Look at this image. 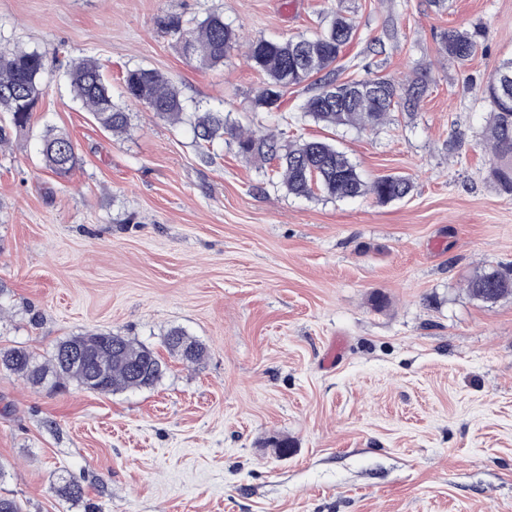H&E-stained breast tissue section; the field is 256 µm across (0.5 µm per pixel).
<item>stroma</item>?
I'll return each instance as SVG.
<instances>
[{
    "instance_id": "1",
    "label": "stroma",
    "mask_w": 512,
    "mask_h": 512,
    "mask_svg": "<svg viewBox=\"0 0 512 512\" xmlns=\"http://www.w3.org/2000/svg\"><path fill=\"white\" fill-rule=\"evenodd\" d=\"M338 9L357 24L349 75L428 69L413 114L326 128L301 119L299 88L252 110L263 78L240 51L204 68L162 24L216 12L243 38L287 40ZM454 28L480 32L462 67L440 55ZM0 44L48 64L30 131L0 148V348L44 356L111 331L164 354L174 327L207 348L113 394L0 368V496L26 512H512V297L466 291L479 268H512V196L484 147L512 0H0ZM61 48L116 85L156 69L230 120L326 141L366 179L402 173L414 190L388 205L295 197L235 144L201 162L187 125L131 100L114 137L74 100ZM48 125L74 142L68 176L38 154Z\"/></svg>"
}]
</instances>
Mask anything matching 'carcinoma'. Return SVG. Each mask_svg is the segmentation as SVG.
Instances as JSON below:
<instances>
[{
  "instance_id": "obj_1",
  "label": "carcinoma",
  "mask_w": 512,
  "mask_h": 512,
  "mask_svg": "<svg viewBox=\"0 0 512 512\" xmlns=\"http://www.w3.org/2000/svg\"><path fill=\"white\" fill-rule=\"evenodd\" d=\"M164 25L181 44L184 56L205 67L221 65L231 50L245 47L248 61L265 77L262 91L253 100L254 107L265 112L279 110L289 87L310 81L314 88L299 106L301 117L362 132L379 128L399 109L413 110L427 89V73L423 71L405 83L368 75L340 79V71L345 69L339 64L343 48L355 32L353 21L340 13L322 18L319 31L313 35L287 41L262 37L244 42L224 22V16L216 13L200 21L169 16ZM479 46L478 31L451 29L442 38L440 52L448 62L463 65ZM45 72L46 55L41 51L0 47V115L4 116L0 142L9 138V130L21 132L30 124L46 89ZM66 75L75 99L101 129L115 136L127 131L131 115L114 101L112 88L104 82L95 58L69 60ZM120 95L144 103L162 120L188 123L205 163L213 162L215 148L226 141L235 143L238 154L246 160L276 161L275 173L281 185L296 196H371L385 205L408 197L413 190L411 179L402 175L363 178L350 158L329 143L287 141L273 133L244 128L229 122L221 110L197 106L189 112L180 91L155 69L127 71ZM485 101L490 108L487 147L496 159L490 173L504 192L512 194V58L495 69L485 89ZM40 155L45 167L60 176L69 174L78 163L70 136L54 128L41 135ZM466 289L477 300L482 296H511L512 270L485 267L467 280ZM90 344L96 349L85 358L82 368L73 369L71 359ZM164 347L191 365L202 364L206 356L205 346L177 327L167 332ZM102 365L109 373L99 382ZM0 368L36 389L51 392L75 384L110 394L154 386L163 376L165 363L152 349L126 336L95 331L59 341L43 361L24 347L0 349Z\"/></svg>"
}]
</instances>
